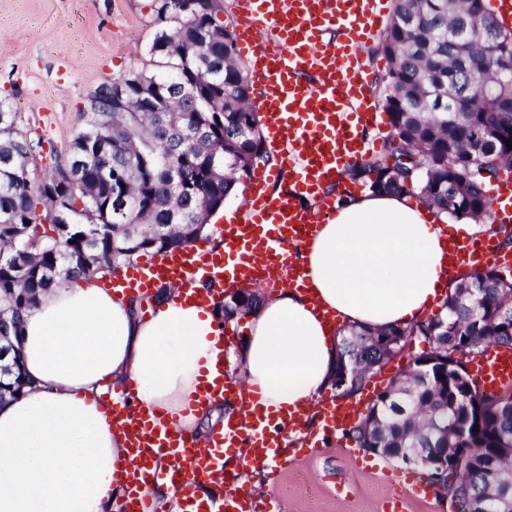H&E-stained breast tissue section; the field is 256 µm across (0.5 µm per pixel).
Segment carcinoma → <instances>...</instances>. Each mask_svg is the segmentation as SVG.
Wrapping results in <instances>:
<instances>
[{
	"label": "carcinoma",
	"instance_id": "1",
	"mask_svg": "<svg viewBox=\"0 0 512 512\" xmlns=\"http://www.w3.org/2000/svg\"><path fill=\"white\" fill-rule=\"evenodd\" d=\"M153 0L155 33L142 69L105 80L87 96L83 124L66 157L39 182L26 178L35 145L0 100V318L16 334L22 314L64 281L160 254L199 238L236 184L271 160L251 104L235 32L217 18L214 0ZM375 55L387 62L382 106L390 116L389 164L349 169L373 193L410 194L454 220L480 221L492 205L484 185L512 165V111L486 112L480 78L512 80V32L483 0H394ZM464 108L456 115L454 105ZM169 131L159 134L156 112ZM481 148L472 166L469 148ZM42 214H37L38 207ZM45 219L54 235L35 238ZM258 293L240 289L224 317L255 313ZM433 340L405 376L391 381L368 416L346 435L405 464L457 458L444 491L462 512L487 503L512 510V386L486 394L461 357L512 348V276L495 266L456 285L441 313L405 327H350L338 366L350 370L341 396L359 392L373 370L396 357L388 343ZM22 371L0 373V399L21 392ZM479 431H473L474 426Z\"/></svg>",
	"mask_w": 512,
	"mask_h": 512
}]
</instances>
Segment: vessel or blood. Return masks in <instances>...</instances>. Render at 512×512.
<instances>
[{"label":"vessel or blood","instance_id":"obj_1","mask_svg":"<svg viewBox=\"0 0 512 512\" xmlns=\"http://www.w3.org/2000/svg\"><path fill=\"white\" fill-rule=\"evenodd\" d=\"M387 10L385 0H245L237 17V52L248 64V77L258 97L274 165L252 173L237 217L221 231L220 245L192 243L163 257H153L113 273L111 288L127 296H151L161 285L180 288L200 302L255 281L296 285L303 277L291 260L289 244L310 238L335 201L328 192L350 164L366 159L376 148L365 138L376 128L379 109L371 96L373 72L361 48ZM487 196L502 226L512 225V168L501 173ZM449 267L462 260L478 265L512 266V253L500 250L495 236L449 240ZM205 281L198 289L196 281ZM472 372L483 389L512 382V351H489L473 359ZM363 403L328 397L318 405L322 431L335 433L352 426ZM110 418L128 441V460L116 482L128 496L127 512H157L154 502L139 493L141 483L164 482L178 493L180 512H209L197 485L210 481L227 486L224 512H267V501L256 499L239 481L228 458L247 451L248 465L277 480L279 468L322 453L310 439L282 447L285 431L301 427L295 413L264 415L244 406L225 430L206 442L151 419L137 403L136 388L124 387L111 405ZM431 496L425 478L406 476L405 495L387 502L386 512H404V499Z\"/></svg>","mask_w":512,"mask_h":512}]
</instances>
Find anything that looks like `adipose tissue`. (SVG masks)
I'll use <instances>...</instances> for the list:
<instances>
[{
  "label": "adipose tissue",
  "instance_id": "ef3b65f1",
  "mask_svg": "<svg viewBox=\"0 0 512 512\" xmlns=\"http://www.w3.org/2000/svg\"><path fill=\"white\" fill-rule=\"evenodd\" d=\"M444 214L409 196L372 193L336 204L298 247L306 289L265 296L239 349L223 345L217 303L180 289L151 316L107 288L111 271L54 290L22 318V395L0 401V512H121L114 473L126 436L109 422L108 388L135 384L139 404L196 436L237 414L223 394L199 399L203 369L238 373L241 399L302 411L305 424L333 389L337 344L322 315L368 329L418 322L456 285L446 276Z\"/></svg>",
  "mask_w": 512,
  "mask_h": 512
}]
</instances>
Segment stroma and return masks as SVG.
<instances>
[{"instance_id":"35a3bbf8","label":"stroma","mask_w":512,"mask_h":512,"mask_svg":"<svg viewBox=\"0 0 512 512\" xmlns=\"http://www.w3.org/2000/svg\"><path fill=\"white\" fill-rule=\"evenodd\" d=\"M151 0H0V99L39 147L32 173L45 175L82 125L87 95L105 79L141 68L155 30ZM359 475L336 451L283 470L278 483L246 474L258 496L282 488L280 512H380L399 496L408 465L369 453Z\"/></svg>"}]
</instances>
